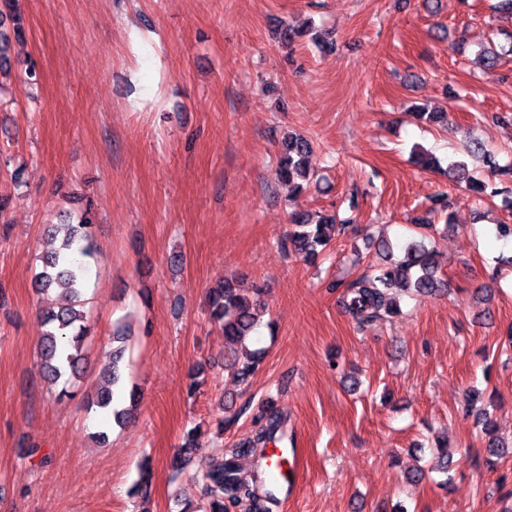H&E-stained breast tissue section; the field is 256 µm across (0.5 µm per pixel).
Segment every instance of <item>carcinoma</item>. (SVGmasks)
<instances>
[{
  "label": "carcinoma",
  "mask_w": 512,
  "mask_h": 512,
  "mask_svg": "<svg viewBox=\"0 0 512 512\" xmlns=\"http://www.w3.org/2000/svg\"><path fill=\"white\" fill-rule=\"evenodd\" d=\"M21 31V18L14 10H0V61L9 60V35ZM284 156L280 164L279 176L282 181L293 185L292 194L298 195L305 189L307 181L305 167L306 156L312 149L310 140L290 136L282 142ZM470 153L483 159L488 177L479 180L468 172V165L462 161L448 164V177L456 183H466V190L480 200L502 196L507 199V207L512 210V187L503 181H512V169L498 166L492 154L485 152L480 143L473 144ZM291 228L286 242L292 252L305 261L316 259L325 251L340 233L342 225L336 216L321 214L313 216L296 211L290 215ZM93 216L91 210H85L77 223L46 224L42 239L50 250L42 256V270L36 274L35 287L40 293L55 290L62 299L61 306L49 310L43 316L45 330L40 339L41 373L51 379L59 380L69 374L79 375L84 360L83 348L90 334L83 311L85 290L86 260L94 258L95 245L92 237ZM384 253V264L374 272L354 283L346 295V311L363 324L385 312L389 316L400 314L394 291L406 293L433 294L448 287L446 280L438 276L441 270L440 256L427 247L422 240H412L402 247L403 255L393 257V247L388 243L379 245ZM264 304L260 297L252 298L238 292L233 282L226 280L207 291V312L209 320L224 332L230 342L244 348L242 360L237 362L235 377L244 382L255 373L263 359L260 351L245 349V341L257 325ZM116 347L112 349V365L109 366L103 383L89 404L110 414L118 424L124 422L130 414V408L137 405L139 392L131 389L129 406H113V388L120 383V363L124 353L125 337H112ZM284 437V421L279 413L266 416L253 441L232 450L230 456L220 462L200 461L195 432H187L185 442L175 451L171 470L175 473L186 466L201 462L202 486L197 498L181 503L179 512H229V507L247 506L249 512H269L268 503L274 500L273 490L257 493V485L265 482L267 453L269 444H276ZM251 457L254 469L244 475L239 459ZM152 470L150 460L146 459L140 467L139 480L135 493L142 501H147L151 493Z\"/></svg>",
  "instance_id": "obj_1"
}]
</instances>
